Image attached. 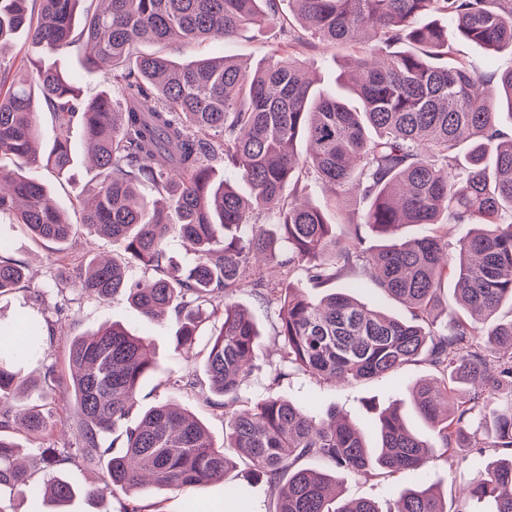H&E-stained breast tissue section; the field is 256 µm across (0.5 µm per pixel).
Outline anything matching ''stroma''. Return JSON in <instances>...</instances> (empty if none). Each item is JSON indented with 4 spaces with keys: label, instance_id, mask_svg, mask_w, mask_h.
I'll return each instance as SVG.
<instances>
[{
    "label": "stroma",
    "instance_id": "35a3bbf8",
    "mask_svg": "<svg viewBox=\"0 0 512 512\" xmlns=\"http://www.w3.org/2000/svg\"><path fill=\"white\" fill-rule=\"evenodd\" d=\"M284 39L280 26L268 24L243 29L228 41L214 39L201 46L172 44L166 47L165 52L182 61L204 54L228 55L257 64ZM296 55L307 67L316 90L324 93L340 92V73L347 59L345 51L315 41L298 47ZM70 137L76 156L70 180L57 182L45 170L41 171L40 176L49 189L52 202L66 210L70 220L76 223L80 220L76 200L85 183L93 179L95 173L89 168L79 130H72ZM0 238L7 241L11 256L26 264L28 278L25 288L0 296V324L9 325L19 313L32 311L29 291L33 288L45 291L49 320L62 323L61 333L48 340L39 354L15 359V367L22 377L42 378L45 366H52L55 391L61 398L66 395L70 385L68 350L71 340L91 334L105 324L122 325L132 333L148 335L160 363L180 373H193L197 380L196 389L186 393L164 386L159 377L144 379L139 397L140 409H147L164 400L174 401L207 426L216 444H223L222 411L206 401L209 382L203 370V344H196L194 351L189 353L177 352L174 336L178 326L174 318L150 325L124 298L117 297L103 303L82 292L75 270L89 252L108 251L109 246L105 241L91 240L79 231L66 252L59 254L49 244L32 238L20 225L11 223L5 215L0 217ZM293 282L295 286L306 289L316 297L332 292L334 288L349 286L354 296L370 307L395 313L404 319L410 316L406 306L387 297L374 283L357 279L353 274L345 275L332 284L314 286L306 274L300 271L294 275ZM235 300L250 311L259 330L262 350L258 370H255L249 383L239 392L240 401L251 402L271 394L311 407L321 415L330 411L337 412L363 432L367 431L374 412L396 407L420 437L427 439L432 436L431 427L415 413L410 398L411 387L433 375L434 370L429 364L420 362L407 366L397 377L381 376L351 383L319 382L307 374L295 371L274 385L269 375L280 363L276 349L277 317L272 309L255 300L250 289L237 293ZM494 455V449L489 448L463 463L436 461L428 463L420 471L367 478L349 476L342 480L341 495L347 499H372L384 508L394 494L403 489L431 486L447 501L448 512H458L462 490L483 473ZM243 495L246 504L241 507L231 495L228 485L219 481L186 491H167L161 494L146 487L137 493L136 498L140 504L158 506L160 512H273V498L265 483L245 486Z\"/></svg>",
    "mask_w": 512,
    "mask_h": 512
}]
</instances>
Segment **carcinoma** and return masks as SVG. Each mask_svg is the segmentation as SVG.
I'll return each instance as SVG.
<instances>
[{"instance_id": "carcinoma-1", "label": "carcinoma", "mask_w": 512, "mask_h": 512, "mask_svg": "<svg viewBox=\"0 0 512 512\" xmlns=\"http://www.w3.org/2000/svg\"><path fill=\"white\" fill-rule=\"evenodd\" d=\"M0 0V214L8 213L38 240L59 248L75 224L47 197L34 175L63 180L73 164L69 134L81 127L99 178L78 199L86 235L122 250L123 261L92 257L80 265L81 289L101 302L124 295L147 322L171 315L177 344L194 345L209 327L204 371L224 409V445L185 409L158 403L128 424L141 382L162 372L148 338L112 324L75 338L69 349L70 413L77 451L100 464L116 494L152 486L183 491L234 481L235 458L247 476L264 480L274 512H381L368 499L340 500L336 477L398 474L494 448L501 457L464 493L470 509L512 512V317L496 318L512 302V136L499 116L512 117V68L481 73L455 56L462 38L492 52L512 53V0ZM278 21L287 41L253 69L234 59L179 63L145 53L146 44L229 40L248 26ZM26 42L17 45L20 36ZM349 52L354 101L318 92L290 54L311 41ZM77 49L84 65L110 75V86L81 100V90L53 55ZM15 51L6 64L3 51ZM497 83L505 100L486 88ZM50 111L57 129L48 153L38 149L37 113ZM468 149L465 164L453 151ZM245 183L243 195L217 169ZM311 180L333 193L359 196L350 241L336 238L325 212L301 201ZM161 199L147 200L141 187ZM269 214L270 231L252 217ZM434 224L437 232L406 239L404 227ZM475 224L448 254V225ZM382 238L363 246L361 228ZM177 234L195 256L172 265L166 247ZM0 241V295L22 287V262ZM325 284L349 272L375 281L407 306L402 319L358 302L344 291L315 300L290 281L295 269ZM457 280L461 313L441 326L434 311L448 279ZM249 288L273 306L279 321L281 368L272 383L303 371L323 381L360 382L397 376L426 362L437 375L412 390L417 414L433 436L423 440L395 409L371 423L378 446L331 411L319 416L267 396L246 404L238 393L254 369L258 348L251 314L233 302ZM484 337L483 346L474 344ZM42 342L32 317L19 339L0 331V355L29 354ZM53 367L41 403L16 422L33 438L50 435ZM24 385L0 358V430ZM111 442H106V439ZM235 451L231 457L226 449ZM19 444L0 433V490L46 495L64 505L77 494L61 473L65 449L42 446L28 466ZM315 458L335 475L301 465ZM51 471L42 488L40 468ZM388 512H448L432 488L397 493Z\"/></svg>"}]
</instances>
